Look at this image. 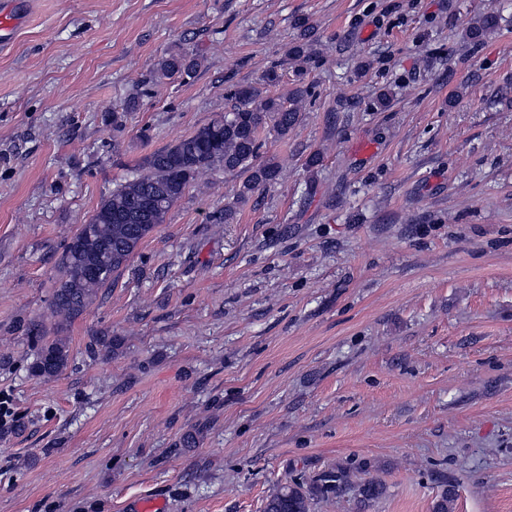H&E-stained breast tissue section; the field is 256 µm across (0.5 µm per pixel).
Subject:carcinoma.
<instances>
[{
	"label": "carcinoma",
	"mask_w": 512,
	"mask_h": 512,
	"mask_svg": "<svg viewBox=\"0 0 512 512\" xmlns=\"http://www.w3.org/2000/svg\"><path fill=\"white\" fill-rule=\"evenodd\" d=\"M496 25L495 16L484 15L469 28L467 37L475 40ZM198 64L195 53L173 51L158 60L154 77L160 82L176 75L188 76ZM311 89L302 70L297 71V84L286 100L265 95L254 85H233L229 111L143 158L80 225L72 237L76 246L69 245L62 253L60 275L52 293L53 312L68 323L81 316L90 301L127 268L141 243L165 222L185 190L220 168L242 176L234 202L224 206V223H231L238 205L247 203L279 177L277 162H257L261 133L270 127L287 137L298 124ZM26 335L36 350L29 367L33 376L49 378L67 368L69 346L64 339L49 336L37 321L28 323ZM121 343L120 337L108 332L92 337V346L109 354ZM368 470L366 462H351L338 464L308 483L291 480L266 497L264 512H311L316 499L347 490L356 493L358 508L365 512L386 493L380 480L363 477ZM457 497L455 483L443 484L435 496L433 512H455Z\"/></svg>",
	"instance_id": "cac0c4a2"
}]
</instances>
